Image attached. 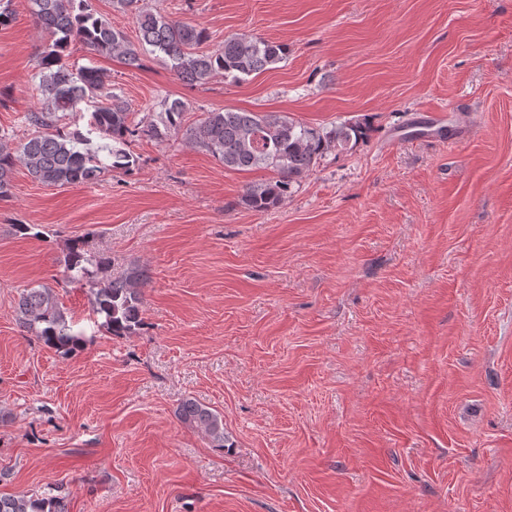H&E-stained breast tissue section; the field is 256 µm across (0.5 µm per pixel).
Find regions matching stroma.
Returning a JSON list of instances; mask_svg holds the SVG:
<instances>
[{
  "label": "stroma",
  "instance_id": "stroma-1",
  "mask_svg": "<svg viewBox=\"0 0 512 512\" xmlns=\"http://www.w3.org/2000/svg\"><path fill=\"white\" fill-rule=\"evenodd\" d=\"M170 19L286 43L237 83L179 81L71 48L138 113L164 99L280 112L369 137L276 209L271 171H228L143 136L129 174L47 187L16 165L0 201V495L68 512H512V0H152ZM0 27V132L23 139L50 34L28 0ZM448 118L445 137L426 127ZM32 225L35 235L16 233ZM146 266L144 325L99 326L63 285L74 240ZM56 286L87 344L23 332L20 293ZM224 417L212 447L176 409Z\"/></svg>",
  "mask_w": 512,
  "mask_h": 512
}]
</instances>
